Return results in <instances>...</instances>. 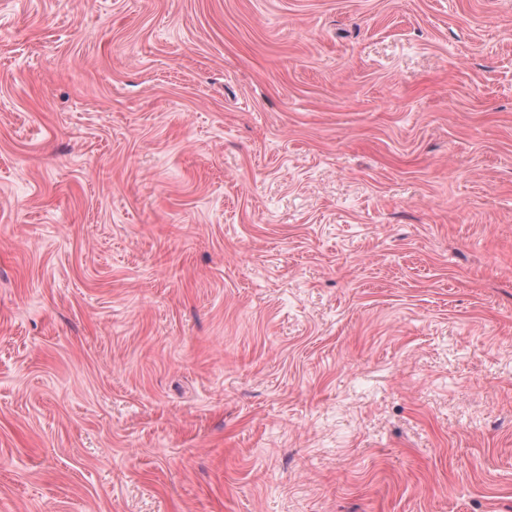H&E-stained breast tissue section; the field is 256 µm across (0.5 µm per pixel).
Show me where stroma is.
<instances>
[{
    "label": "stroma",
    "instance_id": "1",
    "mask_svg": "<svg viewBox=\"0 0 512 512\" xmlns=\"http://www.w3.org/2000/svg\"><path fill=\"white\" fill-rule=\"evenodd\" d=\"M0 512H512V0H0Z\"/></svg>",
    "mask_w": 512,
    "mask_h": 512
}]
</instances>
